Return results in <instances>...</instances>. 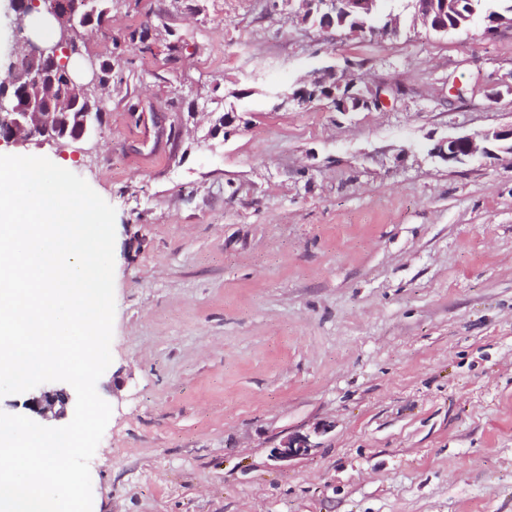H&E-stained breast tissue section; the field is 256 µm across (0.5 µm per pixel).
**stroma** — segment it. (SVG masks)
Returning <instances> with one entry per match:
<instances>
[{
  "mask_svg": "<svg viewBox=\"0 0 512 512\" xmlns=\"http://www.w3.org/2000/svg\"><path fill=\"white\" fill-rule=\"evenodd\" d=\"M296 9L113 0L99 134L0 144L116 210L92 512H512V155L431 153L512 126V28ZM348 61L381 109L281 107Z\"/></svg>",
  "mask_w": 512,
  "mask_h": 512,
  "instance_id": "obj_1",
  "label": "stroma"
}]
</instances>
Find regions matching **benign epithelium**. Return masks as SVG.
<instances>
[{
	"label": "benign epithelium",
	"mask_w": 512,
	"mask_h": 512,
	"mask_svg": "<svg viewBox=\"0 0 512 512\" xmlns=\"http://www.w3.org/2000/svg\"><path fill=\"white\" fill-rule=\"evenodd\" d=\"M300 8L307 13L317 12L318 20L314 25L324 29L335 26L338 16L370 17L374 15L377 0H298ZM11 9L15 12L19 22L18 32L23 34L19 43L20 52L16 61L10 65L11 71L21 81L33 76L29 86L33 87V94L23 109H8L0 100V127L13 131L26 129L30 123H35L34 137L52 145L72 138L79 140L99 128V125L88 126L83 123V129L69 136L63 130L55 113L65 111L69 105L79 101L93 84L98 81V71L95 65L88 64L81 59L74 62L63 58L58 59V47H49L45 43H37L24 35L25 17L42 12L44 20L48 21L58 31L67 33L69 26L74 23L78 12L76 0H10ZM459 0H414L412 23L419 24L426 29L437 28L445 21L448 12L459 8ZM68 66L67 92L58 90L54 77L57 63ZM347 69L338 70L331 67L317 72L309 80V87L297 90L285 102H307L316 97L336 102V90L344 87L352 89L355 84L347 78ZM386 97L379 91H361L356 95L354 105L342 101L340 110L359 112L363 110L379 109L384 106ZM500 142H509L511 146L506 152L512 154V127L480 135H462L449 137L439 142L433 148V155L446 161L464 163L478 155H491L493 151L489 145ZM71 403V396L64 389L42 388L26 401V407L37 416L49 420H59L67 416Z\"/></svg>",
	"instance_id": "benign-epithelium-1"
}]
</instances>
